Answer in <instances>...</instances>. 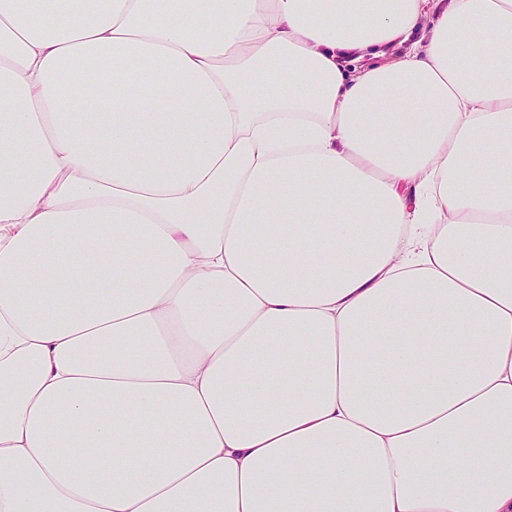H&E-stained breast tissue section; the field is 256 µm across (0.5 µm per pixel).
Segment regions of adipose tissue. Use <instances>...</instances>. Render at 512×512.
I'll list each match as a JSON object with an SVG mask.
<instances>
[{"label": "adipose tissue", "instance_id": "1", "mask_svg": "<svg viewBox=\"0 0 512 512\" xmlns=\"http://www.w3.org/2000/svg\"><path fill=\"white\" fill-rule=\"evenodd\" d=\"M0 386V512H512V0H0Z\"/></svg>", "mask_w": 512, "mask_h": 512}]
</instances>
